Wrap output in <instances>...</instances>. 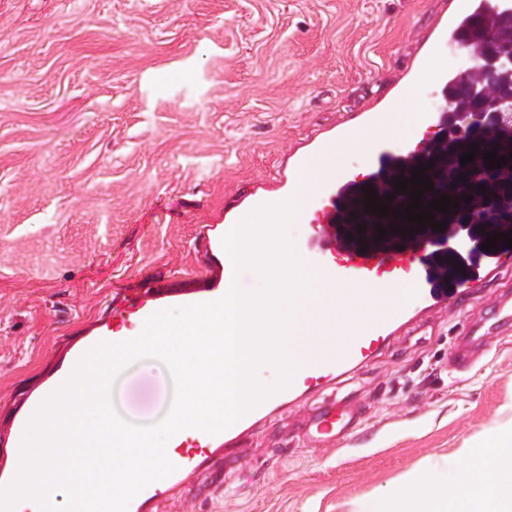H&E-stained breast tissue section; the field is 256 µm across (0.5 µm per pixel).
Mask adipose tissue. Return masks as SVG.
Masks as SVG:
<instances>
[{"instance_id": "obj_1", "label": "adipose tissue", "mask_w": 512, "mask_h": 512, "mask_svg": "<svg viewBox=\"0 0 512 512\" xmlns=\"http://www.w3.org/2000/svg\"><path fill=\"white\" fill-rule=\"evenodd\" d=\"M354 512H512V421L461 449L451 471L413 474Z\"/></svg>"}]
</instances>
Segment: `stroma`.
Here are the masks:
<instances>
[{
  "instance_id": "obj_1",
  "label": "stroma",
  "mask_w": 512,
  "mask_h": 512,
  "mask_svg": "<svg viewBox=\"0 0 512 512\" xmlns=\"http://www.w3.org/2000/svg\"><path fill=\"white\" fill-rule=\"evenodd\" d=\"M460 0H0V421L79 336L112 285L182 286L221 229L287 194L297 157L386 113L412 152L444 105L423 70L455 72ZM413 92L409 109L394 103ZM494 286L411 330L344 389L352 439L297 445L271 416L224 452V483L164 512H353L512 417V339L466 372L448 355ZM167 370L123 403L152 416Z\"/></svg>"
}]
</instances>
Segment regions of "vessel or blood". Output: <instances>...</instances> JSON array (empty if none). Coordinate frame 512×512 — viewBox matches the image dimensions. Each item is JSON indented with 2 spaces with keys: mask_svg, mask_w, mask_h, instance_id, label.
Returning <instances> with one entry per match:
<instances>
[{
  "mask_svg": "<svg viewBox=\"0 0 512 512\" xmlns=\"http://www.w3.org/2000/svg\"><path fill=\"white\" fill-rule=\"evenodd\" d=\"M430 246L414 242L404 247L361 248L348 242L336 225L321 226L294 247L296 257L314 278L341 287L346 305L340 323L317 322L304 340L289 384L246 412L224 431L205 435L203 443L181 441L171 452L178 463L169 476L141 490L130 502L128 512H160L164 503L177 494L187 493L186 481L193 475L208 474L224 459L231 446L248 429L268 415L307 402V415L299 433L311 448L333 446L348 440L363 418L362 406L340 401L336 385L340 378L364 366L388 349L396 336L424 325L426 320L448 309L452 301L428 289L427 279L415 278L410 288L379 287L383 275L409 270L411 263L427 256ZM501 250L481 253L472 261V276L463 280V292L476 293L485 277L498 269ZM235 280L232 261L212 262L210 272L195 276L188 287L172 290L163 285L140 281L133 287L117 286L120 301L98 317L81 341L66 346L41 392L23 412L9 420L6 434L13 441V453H20L28 424L40 405L72 375L80 359L102 342L120 343L156 312L212 302L223 297ZM370 287L374 316L363 317L353 300L355 287ZM512 338V287L498 289L491 305L480 310L458 337L448 357L458 372L467 371L492 343Z\"/></svg>",
  "mask_w": 512,
  "mask_h": 512,
  "instance_id": "obj_1",
  "label": "vessel or blood"
}]
</instances>
